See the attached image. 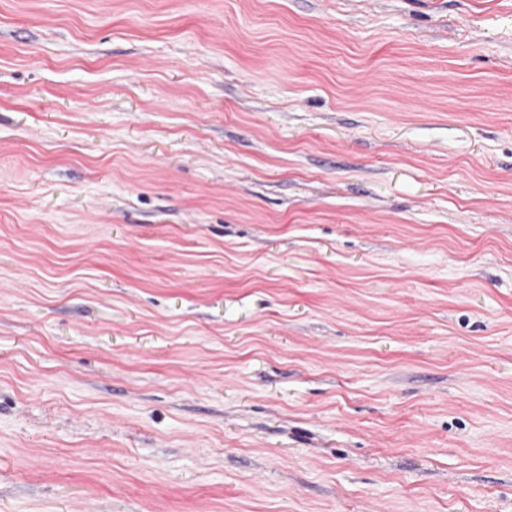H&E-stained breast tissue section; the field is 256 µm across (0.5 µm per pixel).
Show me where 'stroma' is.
<instances>
[{"label": "stroma", "mask_w": 512, "mask_h": 512, "mask_svg": "<svg viewBox=\"0 0 512 512\" xmlns=\"http://www.w3.org/2000/svg\"><path fill=\"white\" fill-rule=\"evenodd\" d=\"M0 512H512V0H0Z\"/></svg>", "instance_id": "obj_1"}]
</instances>
